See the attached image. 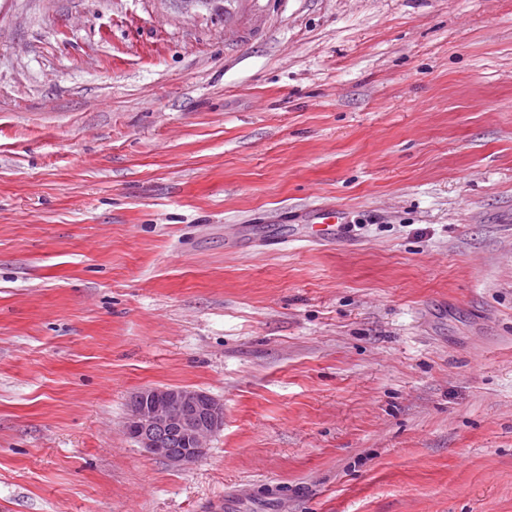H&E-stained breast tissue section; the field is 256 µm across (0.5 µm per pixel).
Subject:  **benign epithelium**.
<instances>
[{
    "instance_id": "benign-epithelium-1",
    "label": "benign epithelium",
    "mask_w": 512,
    "mask_h": 512,
    "mask_svg": "<svg viewBox=\"0 0 512 512\" xmlns=\"http://www.w3.org/2000/svg\"><path fill=\"white\" fill-rule=\"evenodd\" d=\"M140 404L129 411L124 432L147 454L173 468L199 459L209 439L224 426V403L189 387H146L138 391ZM178 431L192 447L176 452L164 447L162 436Z\"/></svg>"
}]
</instances>
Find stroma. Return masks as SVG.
Masks as SVG:
<instances>
[{
  "label": "stroma",
  "instance_id": "1",
  "mask_svg": "<svg viewBox=\"0 0 512 512\" xmlns=\"http://www.w3.org/2000/svg\"><path fill=\"white\" fill-rule=\"evenodd\" d=\"M238 2L0 0V512H512V0ZM140 404L129 411L124 432L147 454L173 468L199 459L209 439L224 426V403L206 392L189 387H146ZM174 431V432H168ZM184 434L192 440L187 447ZM167 448L162 440L163 434ZM181 451V452H175ZM186 448V449H185Z\"/></svg>",
  "mask_w": 512,
  "mask_h": 512
}]
</instances>
